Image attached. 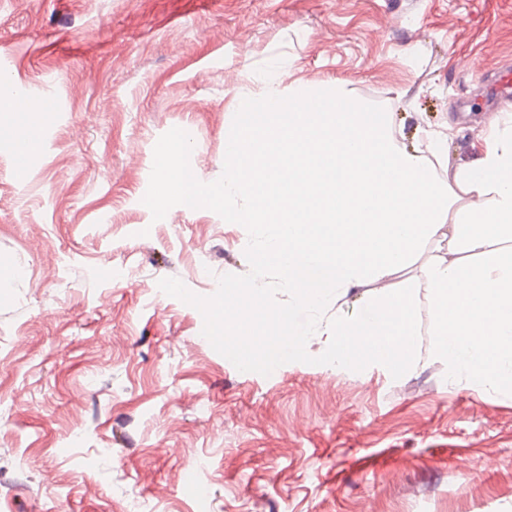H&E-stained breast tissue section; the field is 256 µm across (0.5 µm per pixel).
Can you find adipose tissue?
<instances>
[{
  "label": "adipose tissue",
  "instance_id": "obj_1",
  "mask_svg": "<svg viewBox=\"0 0 512 512\" xmlns=\"http://www.w3.org/2000/svg\"><path fill=\"white\" fill-rule=\"evenodd\" d=\"M267 78L225 140L223 190L206 188L181 162L182 141L159 150V185L183 209L220 206L230 224L254 230L256 267L275 265L295 308H322L330 290L368 286L366 307L348 319H320L315 337L337 363L358 354L402 369L415 360L417 312L400 272L429 240L441 247L424 268L450 381L512 393V125L492 120L474 163L450 165L447 129H419L412 146L388 113L360 110L344 89L326 106L295 111ZM290 313L263 289H224L215 317L250 344L266 332L267 362L308 337L281 331Z\"/></svg>",
  "mask_w": 512,
  "mask_h": 512
}]
</instances>
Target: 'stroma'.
<instances>
[{"label": "stroma", "instance_id": "1", "mask_svg": "<svg viewBox=\"0 0 512 512\" xmlns=\"http://www.w3.org/2000/svg\"><path fill=\"white\" fill-rule=\"evenodd\" d=\"M0 512H512V393L450 383L423 259L411 369L225 341L224 288L263 283L248 224L159 194L158 152L224 187V138L270 74L452 124L451 164L512 98V0H0ZM196 467L201 494L185 490Z\"/></svg>", "mask_w": 512, "mask_h": 512}]
</instances>
